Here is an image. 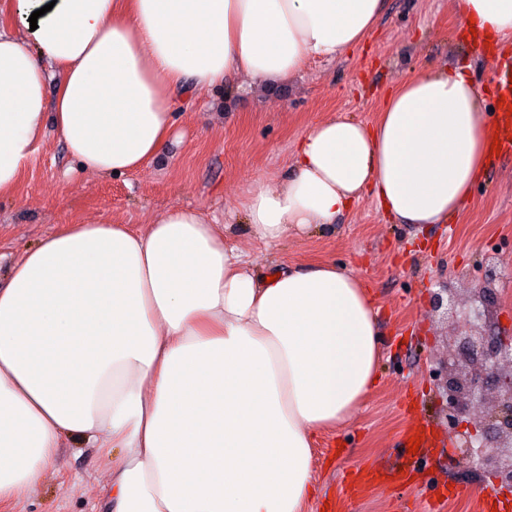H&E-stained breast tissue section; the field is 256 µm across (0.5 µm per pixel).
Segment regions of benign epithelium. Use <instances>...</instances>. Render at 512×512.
<instances>
[{"label":"benign epithelium","instance_id":"7a95c632","mask_svg":"<svg viewBox=\"0 0 512 512\" xmlns=\"http://www.w3.org/2000/svg\"><path fill=\"white\" fill-rule=\"evenodd\" d=\"M495 271L481 284L467 289L468 300L458 301L454 289L447 297L436 294V306L447 305L455 326L448 337V358L439 374V388L447 400V417L456 437L454 457L464 468L479 471L500 491H512V377L500 368H512V341L499 336ZM473 402H489L492 413L478 421L466 419Z\"/></svg>","mask_w":512,"mask_h":512}]
</instances>
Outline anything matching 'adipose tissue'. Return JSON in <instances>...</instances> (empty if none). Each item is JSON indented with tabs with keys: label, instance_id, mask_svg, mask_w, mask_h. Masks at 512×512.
Returning <instances> with one entry per match:
<instances>
[{
	"label": "adipose tissue",
	"instance_id": "1",
	"mask_svg": "<svg viewBox=\"0 0 512 512\" xmlns=\"http://www.w3.org/2000/svg\"><path fill=\"white\" fill-rule=\"evenodd\" d=\"M385 0H0V196L46 117L81 166L142 169L173 93L244 74L291 79L359 46ZM37 22H30V15ZM461 24L512 40V0H461ZM61 70L46 112L48 66ZM491 119L467 69L403 80L373 125L334 117L240 208L257 239L335 223L371 197L399 224L458 219L487 172ZM252 269L197 210L146 230L71 224L0 286V503L55 470L62 437L112 451L106 512H302L315 436L377 377L364 280L335 263Z\"/></svg>",
	"mask_w": 512,
	"mask_h": 512
}]
</instances>
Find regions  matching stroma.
<instances>
[{"label": "stroma", "instance_id": "1", "mask_svg": "<svg viewBox=\"0 0 512 512\" xmlns=\"http://www.w3.org/2000/svg\"><path fill=\"white\" fill-rule=\"evenodd\" d=\"M455 4L385 0L379 23L359 47L310 63L287 83L258 85L240 75L225 87L177 92L161 156L130 174L85 171L54 125H46L17 189L0 197V283L14 261L63 225L109 218L143 229L178 205L225 226L256 269L274 260L291 267L335 262L365 279L382 351L372 393L349 423L317 442L318 494L306 512H488L478 494L484 478L448 463L454 442L436 375L450 327L431 296L446 286L470 287L495 268L500 332L512 337V157L494 160L463 215L446 224L390 222L367 197L335 224L288 235L270 248L240 210L261 179L285 174L311 124L339 115L374 123L385 95L421 72L468 66L482 105L490 106L496 57L465 41ZM415 423L429 424L438 439L418 455L409 453L406 439ZM399 466L414 467L413 477L389 478ZM109 480L98 449L68 442L55 473L37 489L20 490L0 512H104L98 491ZM451 483L469 487V494L448 496Z\"/></svg>", "mask_w": 512, "mask_h": 512}]
</instances>
